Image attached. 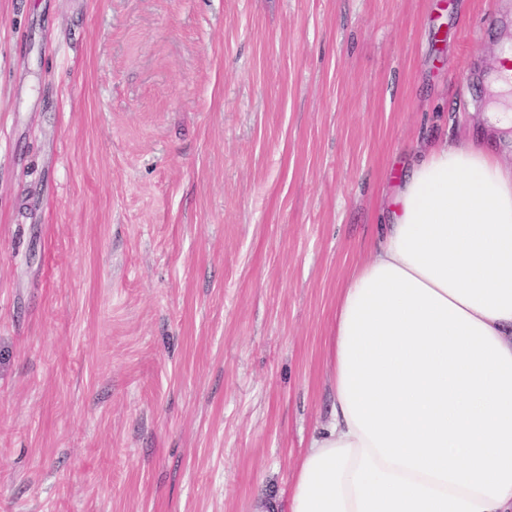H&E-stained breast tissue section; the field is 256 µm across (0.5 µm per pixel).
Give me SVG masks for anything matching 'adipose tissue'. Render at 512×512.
Instances as JSON below:
<instances>
[{
    "label": "adipose tissue",
    "instance_id": "ef3b65f1",
    "mask_svg": "<svg viewBox=\"0 0 512 512\" xmlns=\"http://www.w3.org/2000/svg\"><path fill=\"white\" fill-rule=\"evenodd\" d=\"M478 137L420 150L336 291L331 402L255 512H512V48Z\"/></svg>",
    "mask_w": 512,
    "mask_h": 512
}]
</instances>
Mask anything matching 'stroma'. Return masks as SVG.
<instances>
[{
    "mask_svg": "<svg viewBox=\"0 0 512 512\" xmlns=\"http://www.w3.org/2000/svg\"><path fill=\"white\" fill-rule=\"evenodd\" d=\"M512 0H0V512H253L326 420L393 176Z\"/></svg>",
    "mask_w": 512,
    "mask_h": 512,
    "instance_id": "stroma-1",
    "label": "stroma"
}]
</instances>
